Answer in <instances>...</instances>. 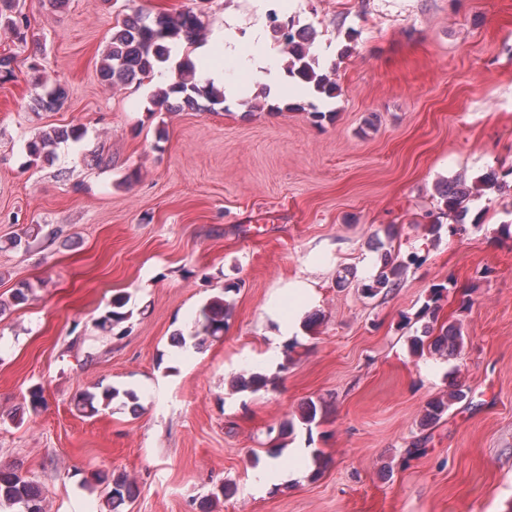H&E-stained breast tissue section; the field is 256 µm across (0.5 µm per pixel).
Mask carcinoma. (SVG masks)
Instances as JSON below:
<instances>
[{
    "label": "carcinoma",
    "instance_id": "obj_1",
    "mask_svg": "<svg viewBox=\"0 0 512 512\" xmlns=\"http://www.w3.org/2000/svg\"><path fill=\"white\" fill-rule=\"evenodd\" d=\"M273 29L280 34L282 52L288 57L284 71L293 82L311 89L318 97L333 99L339 87L333 73L319 69L311 54L314 43L313 33L305 29H295L279 19L271 21ZM0 29L8 31L20 43L27 40L29 19L22 11L20 0H0ZM206 23L203 15L192 10L179 12L175 15H158L153 17L147 13L128 15L115 26L111 41L103 55L100 66V77L110 86L116 84H141L146 79H153L162 65L168 62L172 52L185 41L193 44L205 36ZM207 63H195L186 57L179 62L180 75L178 80L159 86L154 93V103L166 106L170 99L177 101V107L195 111H216V107L224 104L225 94L217 89L214 83L203 77ZM66 97V90L56 85L44 87L32 98L31 110L34 112L53 111L61 106ZM85 135L82 127L72 125L55 128L42 132L26 144L28 156L37 160L43 158L51 161L56 157V148L61 143L80 142ZM512 180V165L492 167L474 185L470 186L465 179L456 177L439 183L437 187L438 206L425 213L428 231L439 237L446 225L443 219H449L452 224L446 226L451 231L456 227L467 224L470 215L469 203L471 197L484 190L500 188ZM393 237L387 235V242H379L382 252L379 256V266L367 284L364 293L374 296L381 290L388 291L398 287L406 273L409 262L399 258L394 252ZM445 286L433 288L434 295L425 303L420 316L425 318L421 335L411 338V351L416 355L453 354L462 344L463 336L460 326L450 323L439 328L438 334H433L434 324L439 318L440 292ZM126 301L122 296L112 299L111 309L102 316L99 326L112 328L127 318L123 312ZM228 319V307L224 296L217 295L200 311L196 320L198 331L190 339L197 350L203 348L207 339L216 337L224 331ZM269 384V378L260 372L251 370L237 377L234 386L240 390L249 389L259 392ZM123 398V404L130 407L132 413L138 412V397L131 390L121 391L117 388H106L101 394L85 392L75 399L76 407L85 413L94 415L99 408L107 407L114 399ZM468 398L464 384H450L448 393L441 397L432 398L426 402L420 420L422 428L436 426L455 404ZM26 407L35 412L45 404L43 389L34 384L27 390L24 398ZM95 481L106 485L107 495L112 499V506L117 507L125 500L132 498L133 486L121 476L109 477L100 472L93 475ZM233 489L228 484L213 488L211 493L201 499L198 504L199 512H211L213 504L220 498L228 497ZM43 495L40 488L32 481L18 474L11 467L0 468V505L17 507V512H45L42 505Z\"/></svg>",
    "mask_w": 512,
    "mask_h": 512
}]
</instances>
